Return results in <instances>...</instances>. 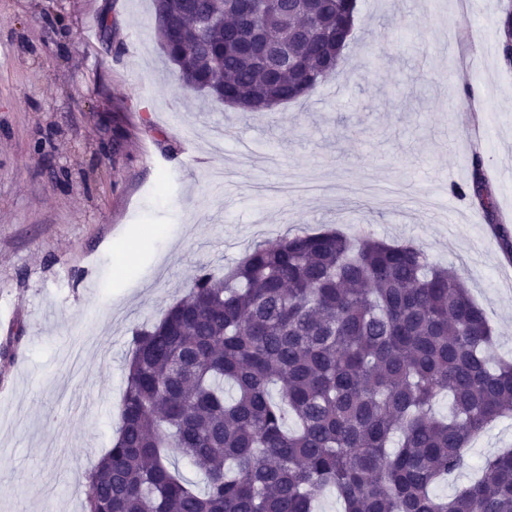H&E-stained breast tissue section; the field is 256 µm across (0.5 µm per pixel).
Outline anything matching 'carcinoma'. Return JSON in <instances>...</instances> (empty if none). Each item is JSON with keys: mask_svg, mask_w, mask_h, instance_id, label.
Listing matches in <instances>:
<instances>
[{"mask_svg": "<svg viewBox=\"0 0 512 512\" xmlns=\"http://www.w3.org/2000/svg\"><path fill=\"white\" fill-rule=\"evenodd\" d=\"M357 0H153L166 59L191 91L242 112L306 97L336 71ZM257 23L312 29L290 66L256 61ZM454 193L479 203L512 257L483 159ZM463 278L413 244L336 231L258 243L133 334L117 434L87 477L86 512H512V450L471 461L512 416V362ZM450 401L436 413L437 399ZM292 417L295 428L286 425ZM194 461L203 489L172 465ZM471 471L451 496L434 492Z\"/></svg>", "mask_w": 512, "mask_h": 512, "instance_id": "carcinoma-1", "label": "carcinoma"}]
</instances>
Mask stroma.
I'll return each mask as SVG.
<instances>
[{
  "label": "stroma",
  "mask_w": 512,
  "mask_h": 512,
  "mask_svg": "<svg viewBox=\"0 0 512 512\" xmlns=\"http://www.w3.org/2000/svg\"><path fill=\"white\" fill-rule=\"evenodd\" d=\"M510 9L358 0L336 72L253 113L181 87L152 0H0V512H84L134 330L257 242L415 244L512 358V259L451 191L480 154L512 225Z\"/></svg>",
  "instance_id": "1"
}]
</instances>
